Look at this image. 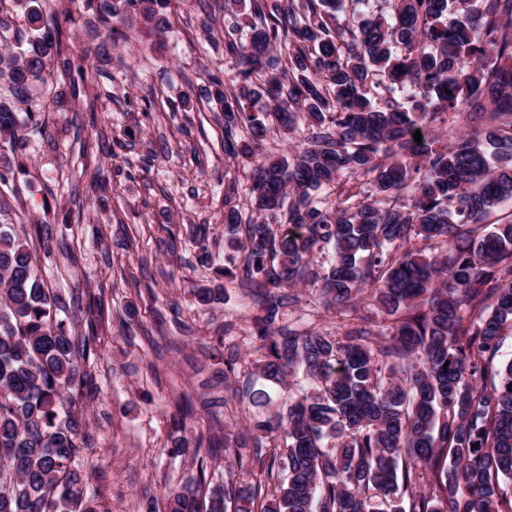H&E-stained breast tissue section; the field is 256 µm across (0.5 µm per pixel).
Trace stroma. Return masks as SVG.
I'll return each mask as SVG.
<instances>
[{
    "instance_id": "35a3bbf8",
    "label": "stroma",
    "mask_w": 512,
    "mask_h": 512,
    "mask_svg": "<svg viewBox=\"0 0 512 512\" xmlns=\"http://www.w3.org/2000/svg\"><path fill=\"white\" fill-rule=\"evenodd\" d=\"M223 4L194 0L159 36L136 16H122L128 39L111 47V64L89 59L98 72L94 107L79 103L57 113L56 151L30 148L25 172L15 175L20 202L0 213V224L49 220L53 238L41 270L67 300V321L79 334H95L88 364L98 392L86 406L88 442L75 467L104 512H145L152 497L196 479L206 495L227 479H247L266 498L283 477L275 467L247 478L233 458L205 459L194 448L236 433L248 407L226 398L213 345L222 339L238 348L233 383L240 388L262 356L250 334L261 311L242 289L227 285L206 308L191 294L215 280V268L224 264L222 200L229 180L250 185L249 160L224 154L222 114L180 106L208 74L236 71L223 52L205 49ZM81 141L93 158H110L106 186L93 169L74 164L71 152ZM203 250L205 264L198 260ZM91 294L104 309L93 331L78 306ZM298 294L299 304L284 309L280 323L301 319L335 331L336 319L319 305L317 291ZM228 320L238 333L225 335ZM184 398L212 406L188 421L191 446L176 455L172 415Z\"/></svg>"
}]
</instances>
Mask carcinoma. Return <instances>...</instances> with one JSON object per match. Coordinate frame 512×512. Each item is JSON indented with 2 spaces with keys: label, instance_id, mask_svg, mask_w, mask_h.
I'll return each mask as SVG.
<instances>
[{
  "label": "carcinoma",
  "instance_id": "carcinoma-1",
  "mask_svg": "<svg viewBox=\"0 0 512 512\" xmlns=\"http://www.w3.org/2000/svg\"><path fill=\"white\" fill-rule=\"evenodd\" d=\"M224 0L229 84L212 75L200 98L224 114V154L251 159L272 129L300 139L287 157H263L250 174L254 215L224 194L218 270L239 279L264 315L258 379L283 386L303 372L311 390L250 419L256 436L209 440L207 451L285 478L267 502L224 486L210 512H512V359L493 367L512 324V219L487 223L512 200V0H384L388 14L338 22L343 0H249L248 21ZM172 0H112L95 21L138 15L156 31ZM60 0H0V152L18 170L31 137L47 146L50 113L89 100L84 62L104 45L67 55ZM470 130L448 135L442 124ZM420 131L422 141H414ZM365 178L372 194L332 204L318 196ZM47 221L0 224V512H100L74 467L83 450L82 404L93 394L82 367L89 341L59 312L31 248ZM315 287L344 318L365 293L389 316L358 317L344 340L278 325ZM283 438L264 456L258 433ZM408 501V507L401 502ZM147 512H202L199 486L164 493Z\"/></svg>",
  "mask_w": 512,
  "mask_h": 512
}]
</instances>
